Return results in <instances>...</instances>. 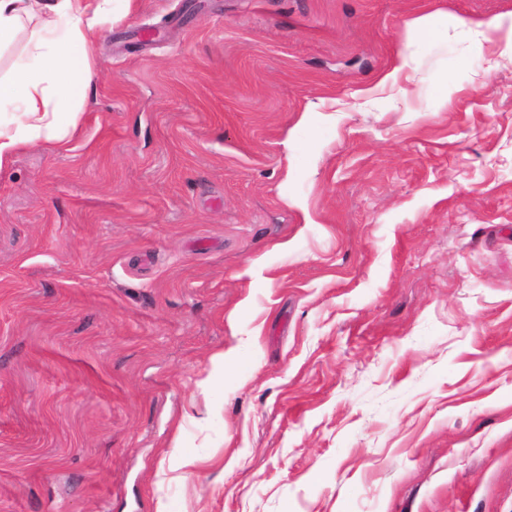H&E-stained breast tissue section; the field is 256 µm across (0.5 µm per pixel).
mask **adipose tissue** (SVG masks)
<instances>
[{
	"label": "adipose tissue",
	"mask_w": 512,
	"mask_h": 512,
	"mask_svg": "<svg viewBox=\"0 0 512 512\" xmlns=\"http://www.w3.org/2000/svg\"><path fill=\"white\" fill-rule=\"evenodd\" d=\"M111 21L112 0H0V50L27 36L13 73L0 77V171L20 152L76 133L91 36Z\"/></svg>",
	"instance_id": "obj_1"
}]
</instances>
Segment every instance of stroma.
Instances as JSON below:
<instances>
[{
	"label": "stroma",
	"mask_w": 512,
	"mask_h": 512,
	"mask_svg": "<svg viewBox=\"0 0 512 512\" xmlns=\"http://www.w3.org/2000/svg\"><path fill=\"white\" fill-rule=\"evenodd\" d=\"M113 5L0 172V512H512V0ZM448 31V18L434 14L422 15L414 19L408 27L407 46L423 41Z\"/></svg>",
	"instance_id": "obj_1"
}]
</instances>
